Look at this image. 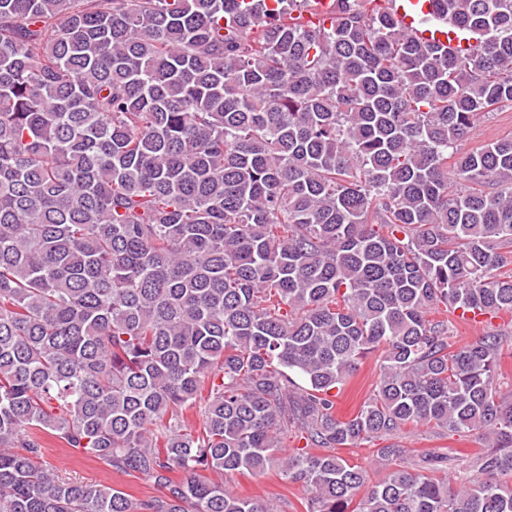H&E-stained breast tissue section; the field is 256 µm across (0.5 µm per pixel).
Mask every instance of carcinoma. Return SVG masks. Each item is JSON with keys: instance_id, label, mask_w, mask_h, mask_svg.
Here are the masks:
<instances>
[{"instance_id": "cac0c4a2", "label": "carcinoma", "mask_w": 512, "mask_h": 512, "mask_svg": "<svg viewBox=\"0 0 512 512\" xmlns=\"http://www.w3.org/2000/svg\"><path fill=\"white\" fill-rule=\"evenodd\" d=\"M382 1L0 0V512H277L228 486L273 467L306 512H512L499 333L448 343L512 313V137L461 150L512 108V0H433L467 54ZM408 425L481 432L476 477L336 454ZM379 376L377 356L365 359L337 393L336 415L350 418L359 406L370 396ZM44 440V464L62 478L108 485L125 492L132 499L159 494L153 483L143 477L116 472L96 459L75 458L69 448L51 436H44Z\"/></svg>"}]
</instances>
